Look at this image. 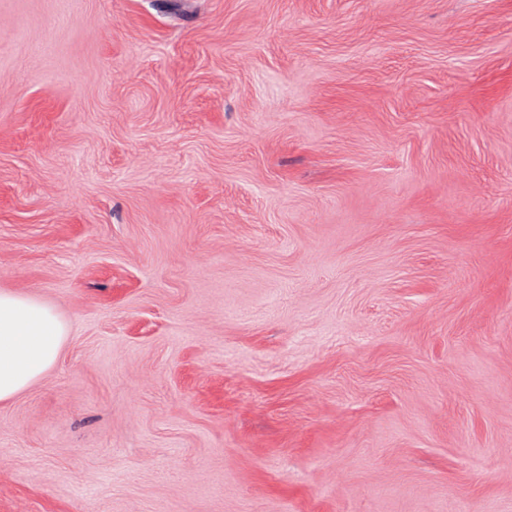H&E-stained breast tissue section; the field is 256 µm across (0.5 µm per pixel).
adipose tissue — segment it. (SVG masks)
I'll list each match as a JSON object with an SVG mask.
<instances>
[{"label": "adipose tissue", "instance_id": "1", "mask_svg": "<svg viewBox=\"0 0 512 512\" xmlns=\"http://www.w3.org/2000/svg\"><path fill=\"white\" fill-rule=\"evenodd\" d=\"M68 325L48 302L0 289V404L43 380L56 365Z\"/></svg>", "mask_w": 512, "mask_h": 512}]
</instances>
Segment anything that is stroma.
Returning <instances> with one entry per match:
<instances>
[{"label": "stroma", "mask_w": 512, "mask_h": 512, "mask_svg": "<svg viewBox=\"0 0 512 512\" xmlns=\"http://www.w3.org/2000/svg\"><path fill=\"white\" fill-rule=\"evenodd\" d=\"M1 288L0 512H512V0H0ZM68 325L48 302L0 289V404L43 380L56 365Z\"/></svg>", "instance_id": "obj_1"}]
</instances>
